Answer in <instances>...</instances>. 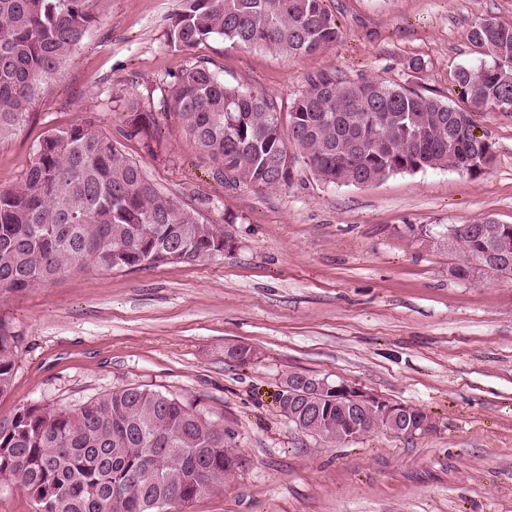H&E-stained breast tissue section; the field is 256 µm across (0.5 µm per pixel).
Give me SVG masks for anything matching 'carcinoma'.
<instances>
[{"mask_svg": "<svg viewBox=\"0 0 512 512\" xmlns=\"http://www.w3.org/2000/svg\"><path fill=\"white\" fill-rule=\"evenodd\" d=\"M90 0H0V134L22 119L36 87L83 41ZM167 41L190 51L219 37L241 50L287 60L315 54L339 37L325 0H177ZM485 56L459 67L464 105H449L382 79L309 78L290 106L272 95L224 82L193 64L172 75L170 110L199 153L221 164L227 183L288 186V164L320 181L357 186L394 173L450 168L470 175L491 162V144L474 133L472 113L512 112V24L486 19L469 32ZM119 135L153 154L155 115L120 96ZM453 246L450 269L468 280L499 231L490 217ZM231 226L214 224L148 179L120 143L90 121L49 130L18 185L0 190V298L47 285L90 261L105 270H140L178 261L207 264L235 248ZM17 336L0 319V396L12 387ZM281 414L336 443L350 410L284 391ZM362 431L397 433L367 414ZM235 432L177 397L140 387L104 393L74 411L26 403L0 419V483L24 490L34 512H166L224 488Z\"/></svg>", "mask_w": 512, "mask_h": 512, "instance_id": "cac0c4a2", "label": "carcinoma"}]
</instances>
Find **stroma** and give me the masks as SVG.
Here are the masks:
<instances>
[{
    "label": "stroma",
    "mask_w": 512,
    "mask_h": 512,
    "mask_svg": "<svg viewBox=\"0 0 512 512\" xmlns=\"http://www.w3.org/2000/svg\"><path fill=\"white\" fill-rule=\"evenodd\" d=\"M327 6L336 44L288 61L220 39L171 48L177 0H91L85 39L0 137V189L19 183L47 129L90 118L117 135L112 96L130 92L155 112L163 149L151 155L128 140L126 153L173 198L231 225L236 247L207 265L85 263L1 300L20 345L0 418L30 402L71 411L132 386L223 418L238 465L222 491L179 512H512V280L455 279L461 255L448 248L450 228L486 217L512 224V114L475 113V132L493 149L475 176L436 169L335 186L301 167L271 190L225 185L163 108L172 74L195 63L286 106L320 72L380 78L456 105L455 70L480 60L469 32L485 19L512 24V0ZM240 345L250 361L227 357ZM294 373L361 385L435 426L325 442L278 411Z\"/></svg>",
    "instance_id": "obj_1"
}]
</instances>
